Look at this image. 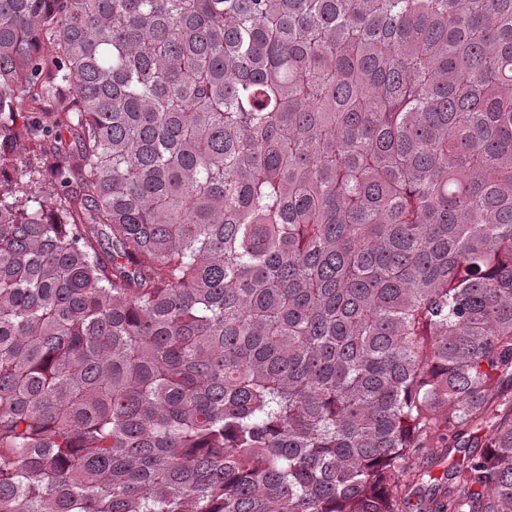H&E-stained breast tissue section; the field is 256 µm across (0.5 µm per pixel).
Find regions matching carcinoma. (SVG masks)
<instances>
[{"label":"carcinoma","instance_id":"carcinoma-1","mask_svg":"<svg viewBox=\"0 0 512 512\" xmlns=\"http://www.w3.org/2000/svg\"><path fill=\"white\" fill-rule=\"evenodd\" d=\"M450 447L419 512H512V0H0V512H408Z\"/></svg>","mask_w":512,"mask_h":512}]
</instances>
